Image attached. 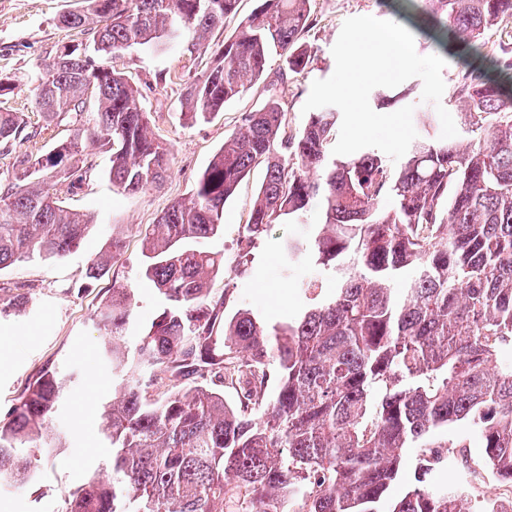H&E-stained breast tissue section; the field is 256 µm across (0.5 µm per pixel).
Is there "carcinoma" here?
I'll return each mask as SVG.
<instances>
[{"label": "carcinoma", "mask_w": 512, "mask_h": 512, "mask_svg": "<svg viewBox=\"0 0 512 512\" xmlns=\"http://www.w3.org/2000/svg\"><path fill=\"white\" fill-rule=\"evenodd\" d=\"M239 0H85L61 23L88 28L91 44L61 46L31 78L48 121L96 101V124L33 160L19 161L0 196V270L61 259L94 227L61 205L57 186L83 181L85 140L112 151V183L137 193L170 168L166 145L149 132L140 91L100 54L187 35L213 51L209 69L186 84V116L206 121L259 80L270 57L304 71L300 39L312 0H260L238 34L211 48L209 35ZM408 0L404 19L444 54L477 59L485 34L512 24V0ZM451 99L466 136L426 135L399 169L364 151L325 153L340 119L334 106L297 133L271 101L249 113L197 179L142 239V271L163 300L134 350L123 333L137 306L121 284L99 311V352L117 380L98 427L112 448L109 477L64 493L62 512H468L456 489L423 485L437 460L420 463L418 485L387 502L406 450L460 448L440 431L462 422L486 464L512 485V58L498 55L476 75L458 74ZM0 110V145L25 132ZM259 165L244 241L285 217L322 214L315 234L285 239L286 276L305 257L336 274V296L300 318L269 323L249 309L224 318L228 295L210 279L224 258L195 247L224 228V206ZM388 197L384 212L375 203ZM124 247L111 227L87 275L108 272ZM411 270L413 282L398 288ZM24 293L0 295V318L26 311ZM73 376L52 369L30 382L0 420V483H37L66 447L52 427ZM238 400L224 399V388Z\"/></svg>", "instance_id": "cac0c4a2"}]
</instances>
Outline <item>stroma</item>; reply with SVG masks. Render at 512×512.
<instances>
[{
  "label": "stroma",
  "mask_w": 512,
  "mask_h": 512,
  "mask_svg": "<svg viewBox=\"0 0 512 512\" xmlns=\"http://www.w3.org/2000/svg\"><path fill=\"white\" fill-rule=\"evenodd\" d=\"M84 0H0V77L15 79L9 107L22 114L36 136L16 140L0 151V193L14 177L17 158L39 157L73 135L75 129H93L96 112L86 103L83 112L46 122L36 111L28 81L40 63L56 50L80 40L79 31L64 27L60 15L82 10ZM356 16L399 20L388 0H312L309 25L301 37L311 62L300 73H285L284 62L272 56L265 75L247 84L239 96L205 122L184 115V86L210 65L206 54L190 52V41L180 38L151 47L133 46L113 57L111 65L142 94L150 127L170 151L171 164L161 185L128 194L112 184L110 155L99 145L87 144L84 155L92 168L81 186L64 182L58 195L70 209L92 214L96 225L83 245L61 260H33L0 271V287L32 293L33 308L25 315L0 320V417L20 398L28 383L45 368L76 371L78 379L60 405L54 424L66 431L68 445L47 465L45 479L16 489L0 485V512H61L64 489L106 473L112 453L98 432V404L112 386V372L97 357L100 341L95 316L113 283L135 289L138 306L125 337L134 346L142 329L157 314L160 303L141 277L142 238L158 216L174 201L188 197L196 180L227 137L240 129L245 114L266 102L277 101L285 114V129L298 132L309 116L302 107L313 81L332 75V47L344 21ZM264 168L251 171L224 208V230L208 239L207 249L224 257V271L211 286L214 293L234 291L226 307L234 313L245 307L272 322L299 318L316 302L332 298L336 279L318 275L311 260H302L293 276L283 271V239L321 222L318 210L309 211L303 224L274 225L256 240L247 262L239 260V239L250 218L252 202L264 178ZM121 225L127 247L116 256L108 273L97 280L85 276L90 260L104 247L110 225ZM454 448L437 465L431 482L466 489L462 466L482 465V450L464 424L449 427Z\"/></svg>",
  "instance_id": "obj_1"
}]
</instances>
